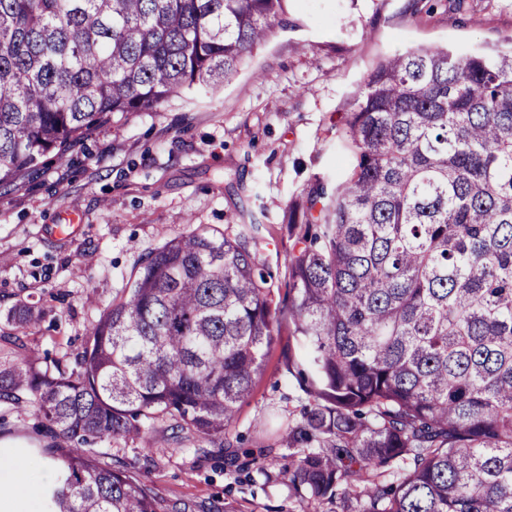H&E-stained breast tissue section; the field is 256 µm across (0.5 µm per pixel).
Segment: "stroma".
<instances>
[{"label":"stroma","mask_w":512,"mask_h":512,"mask_svg":"<svg viewBox=\"0 0 512 512\" xmlns=\"http://www.w3.org/2000/svg\"><path fill=\"white\" fill-rule=\"evenodd\" d=\"M508 38L512 0H290L285 23L221 92L99 127L65 160L47 156L19 184L0 188V358L74 363L147 254L198 227L224 230L243 210L266 226L259 253L283 268L289 206L315 179L336 180L351 164L338 129L373 64L408 48L447 43L465 53ZM18 305L44 316L17 328L7 313ZM13 333L25 350L9 344ZM293 343L282 334L266 356L221 455L198 457L197 441L166 421L144 427L161 447L98 440L91 452L103 464L121 453L167 501L295 512L286 486L264 484L246 465L251 456L274 471L290 463L279 438L306 402L285 365ZM63 444L32 405L0 403V449L32 464L17 485L43 486Z\"/></svg>","instance_id":"1"}]
</instances>
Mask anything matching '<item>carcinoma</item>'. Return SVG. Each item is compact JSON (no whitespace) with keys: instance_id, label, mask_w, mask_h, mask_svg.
Wrapping results in <instances>:
<instances>
[{"instance_id":"1","label":"carcinoma","mask_w":512,"mask_h":512,"mask_svg":"<svg viewBox=\"0 0 512 512\" xmlns=\"http://www.w3.org/2000/svg\"><path fill=\"white\" fill-rule=\"evenodd\" d=\"M288 0H0V187L117 115L216 93ZM339 135L351 171L291 207L288 290L251 213L151 252L76 367L0 363V402L69 443L41 512H189L83 445L170 419L222 450L283 326L307 396L257 472L298 512H512V40L380 59Z\"/></svg>"}]
</instances>
